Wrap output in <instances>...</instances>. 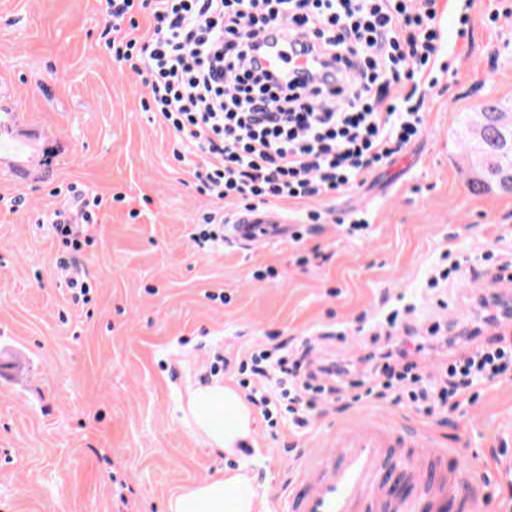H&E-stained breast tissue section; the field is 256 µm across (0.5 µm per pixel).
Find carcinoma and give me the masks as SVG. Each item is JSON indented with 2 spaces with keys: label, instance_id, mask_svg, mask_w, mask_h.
Returning a JSON list of instances; mask_svg holds the SVG:
<instances>
[{
  "label": "carcinoma",
  "instance_id": "obj_1",
  "mask_svg": "<svg viewBox=\"0 0 512 512\" xmlns=\"http://www.w3.org/2000/svg\"><path fill=\"white\" fill-rule=\"evenodd\" d=\"M462 126L460 148L474 174L472 189L512 192V106L489 100L466 113Z\"/></svg>",
  "mask_w": 512,
  "mask_h": 512
}]
</instances>
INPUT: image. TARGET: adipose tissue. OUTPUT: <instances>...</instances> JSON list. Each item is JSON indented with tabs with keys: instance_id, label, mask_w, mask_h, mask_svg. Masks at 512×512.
Here are the masks:
<instances>
[{
	"instance_id": "ef3b65f1",
	"label": "adipose tissue",
	"mask_w": 512,
	"mask_h": 512,
	"mask_svg": "<svg viewBox=\"0 0 512 512\" xmlns=\"http://www.w3.org/2000/svg\"><path fill=\"white\" fill-rule=\"evenodd\" d=\"M186 414L211 447L231 455L254 433L252 408L235 388L217 381L189 393ZM260 503L252 478L241 465L182 488L170 497L167 512H258Z\"/></svg>"
}]
</instances>
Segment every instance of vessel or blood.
I'll return each mask as SVG.
<instances>
[{
	"label": "vessel or blood",
	"instance_id": "b4317fda",
	"mask_svg": "<svg viewBox=\"0 0 512 512\" xmlns=\"http://www.w3.org/2000/svg\"><path fill=\"white\" fill-rule=\"evenodd\" d=\"M287 218L276 211H242L224 227L227 241L244 247L285 237ZM337 449L321 464L310 465L277 512H414V503L403 490L404 479L388 467L390 449L419 448L423 441L385 429H347L336 435ZM435 512L448 506V484L440 472L420 475Z\"/></svg>",
	"mask_w": 512,
	"mask_h": 512
}]
</instances>
